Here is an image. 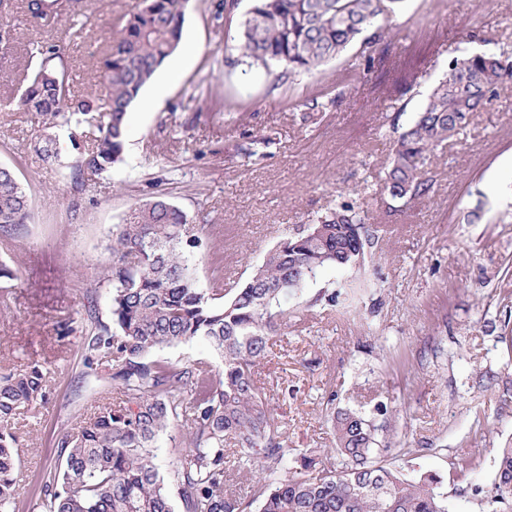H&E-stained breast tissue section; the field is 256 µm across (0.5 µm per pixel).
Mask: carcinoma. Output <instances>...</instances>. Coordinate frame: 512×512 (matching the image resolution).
Segmentation results:
<instances>
[{"instance_id": "1", "label": "carcinoma", "mask_w": 512, "mask_h": 512, "mask_svg": "<svg viewBox=\"0 0 512 512\" xmlns=\"http://www.w3.org/2000/svg\"><path fill=\"white\" fill-rule=\"evenodd\" d=\"M189 0H143L112 38L101 77L112 87L104 103L107 122L92 146L80 150L77 114L94 107L92 94L75 96L63 49L40 44L37 64L18 104L43 117L37 151L69 176L109 172L123 161L126 115L140 90L178 48ZM239 51L253 64L280 69L285 78L309 71L361 42L367 60L386 38L377 18L404 0H252ZM236 0H212L218 23ZM74 8L73 0H27L30 20L49 26ZM512 83V51H473L454 57L392 149L384 192L403 206L430 192L426 166L433 150L454 138L467 116L493 104ZM67 129V138L60 135ZM30 219V202L14 170L0 165V238ZM186 213L159 194L134 209L112 231L106 271L109 318L89 302L82 329L85 375L112 360L111 379L123 396L103 406L56 440L57 461L42 477L47 512H448V496L434 476L411 479L399 465L404 448L382 444L374 419L338 411L334 397L324 417L336 447L304 454L288 467L290 448L259 383L258 366L270 341L288 326V296L327 267L360 268L372 255L374 235L349 204L267 253L245 283L224 292L221 279L200 284L187 246ZM208 345L212 360L172 363L157 353L190 340ZM47 368L38 363L0 371V512L16 499L18 438L8 423L19 411L47 400ZM186 428L185 449L168 475L153 462L155 443L169 426ZM234 459L249 478L244 490L226 486ZM495 502L512 503V446L498 449Z\"/></svg>"}]
</instances>
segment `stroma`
Listing matches in <instances>:
<instances>
[{"label": "stroma", "mask_w": 512, "mask_h": 512, "mask_svg": "<svg viewBox=\"0 0 512 512\" xmlns=\"http://www.w3.org/2000/svg\"><path fill=\"white\" fill-rule=\"evenodd\" d=\"M208 4L190 0L183 39L196 52L164 62L172 80L157 109L128 113L123 163L85 173L77 192L34 151L42 119L18 106L20 82L36 43H56L75 94L107 98L98 62L141 0H79L48 27L30 22L25 0H0L11 30L0 43V164L13 168L32 208L31 223L0 244L15 274L0 291V370L52 368L46 402L11 424L21 444L15 512H44L40 483L57 435L116 396L107 365L77 386L78 327L88 298L109 314L113 227L158 193L200 230L201 281L218 267L228 289L284 235L351 203L375 235L372 257L359 270L322 269L290 296L286 339L258 368L288 445L334 447L324 418L331 397L405 445L409 476L440 477L448 512H490L496 451L512 445V85L435 149L428 197L397 209L382 188L392 120L412 119L464 51L466 32L479 33L480 50L512 46V0H404L372 67L355 45L284 83L239 55L249 0L220 28ZM333 97L338 105L325 111L307 108ZM251 144L256 155H243ZM64 323L73 328L66 337ZM472 448L476 466L459 480L448 458Z\"/></svg>", "instance_id": "stroma-1"}]
</instances>
